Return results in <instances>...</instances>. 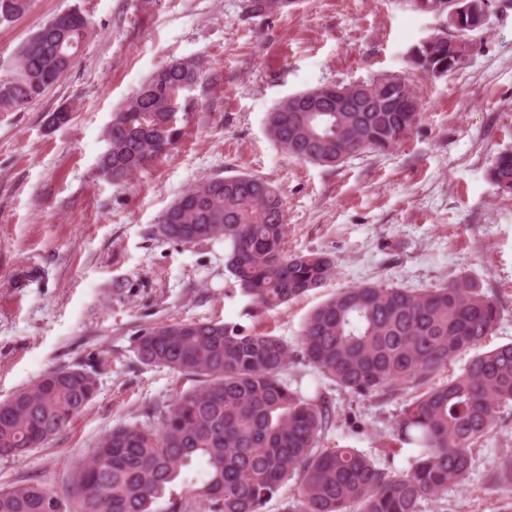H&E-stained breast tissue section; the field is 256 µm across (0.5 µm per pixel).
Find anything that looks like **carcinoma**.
Wrapping results in <instances>:
<instances>
[{"mask_svg":"<svg viewBox=\"0 0 512 512\" xmlns=\"http://www.w3.org/2000/svg\"><path fill=\"white\" fill-rule=\"evenodd\" d=\"M273 0H247L254 17H269ZM30 0H0V20L23 16ZM471 29L447 19L445 30L413 49L415 69L434 77L457 71L471 53ZM91 36L79 11L53 18L18 47L0 77V112L38 100L75 63ZM203 81L194 60L156 70L112 113L99 158L102 175L125 182L167 153L178 138L179 96ZM357 112H329L327 97L299 93L266 119L270 138L299 161L335 167L367 150L401 143L419 121L405 112L404 77L358 85ZM488 177L512 194V151L498 153ZM156 232L184 244L221 237L225 267L252 309L268 311L320 287L336 272L325 253L288 256L281 194L254 175L213 176L182 192ZM500 319L496 301L469 280L439 287L362 285L346 288L307 318L292 347L238 324L175 322L140 331L134 350L146 366L191 377L194 385L155 401L145 420L116 424L70 476L61 495L32 480L0 488V512H263L294 480L285 512H421L448 486L470 478L471 449L488 441L500 408L512 403V343L477 353L445 383L428 377L479 348ZM302 358L337 386L361 397H395L427 386L405 403L396 441L408 466L380 465L355 448H323L336 423L325 388L307 392L284 380ZM99 372L83 365L53 368L0 401V462L52 441L98 392ZM489 482L512 492V456Z\"/></svg>","mask_w":512,"mask_h":512,"instance_id":"1","label":"carcinoma"}]
</instances>
